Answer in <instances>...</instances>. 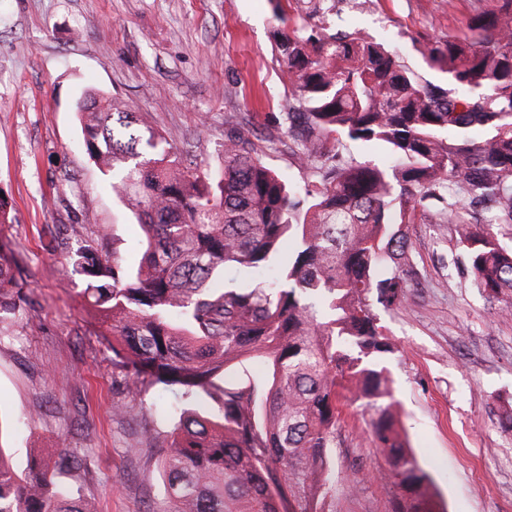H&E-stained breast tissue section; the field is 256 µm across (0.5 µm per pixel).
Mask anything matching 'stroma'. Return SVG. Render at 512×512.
<instances>
[{
  "label": "stroma",
  "mask_w": 512,
  "mask_h": 512,
  "mask_svg": "<svg viewBox=\"0 0 512 512\" xmlns=\"http://www.w3.org/2000/svg\"><path fill=\"white\" fill-rule=\"evenodd\" d=\"M477 0H373L337 29L395 46L427 78L420 41L461 33ZM271 0H0V189L14 221L0 224V257L22 286L0 323V449L18 471L34 454L66 451L89 467L97 512L164 506L155 467L127 455L138 421L112 413L128 401L113 384L112 351L81 292L60 279L69 227L125 265L142 255L140 229L82 147L76 99L90 89L154 113L184 156L216 171L226 137L243 134L287 180L310 177L290 151L283 116L293 89L273 41ZM417 275L406 302L378 308L398 351L387 364L400 427L447 512H512V316L475 288L451 225H405ZM371 411L351 408L336 512H390L388 485L367 479L376 458Z\"/></svg>",
  "instance_id": "obj_1"
}]
</instances>
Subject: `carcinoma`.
Wrapping results in <instances>:
<instances>
[{"label":"carcinoma","mask_w":512,"mask_h":512,"mask_svg":"<svg viewBox=\"0 0 512 512\" xmlns=\"http://www.w3.org/2000/svg\"><path fill=\"white\" fill-rule=\"evenodd\" d=\"M276 50L294 87L288 134L314 179L292 185L249 139L224 140L217 175L184 163L147 112L97 90L77 99L84 149L131 211L146 248L130 271L84 245L61 261L84 295L133 397L145 384L178 392L140 443L157 459L163 512H336V438L344 411H374L370 440L391 478L392 512H442L432 478L408 448L388 382L397 351L374 304L402 305L415 275L403 225H454L476 288L507 298L512 250V0L475 8L466 31L418 52L445 82L360 31H335L326 0L286 26L293 0H274ZM346 139L380 142L391 164L345 159ZM273 274L218 288L224 266ZM18 287L0 263V320ZM215 404L201 409L203 401ZM82 459L64 453L19 474L0 454V512H94L79 483L57 480Z\"/></svg>","instance_id":"carcinoma-1"}]
</instances>
